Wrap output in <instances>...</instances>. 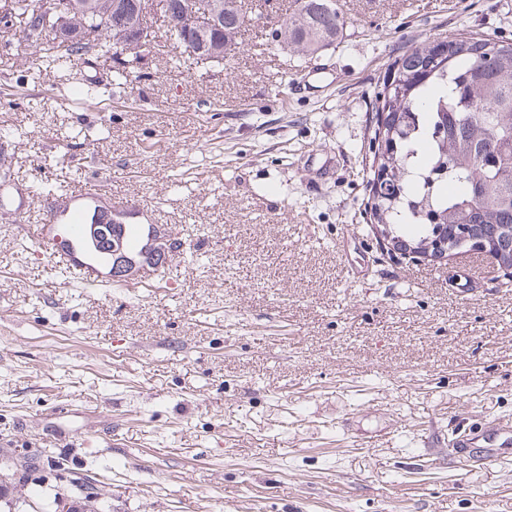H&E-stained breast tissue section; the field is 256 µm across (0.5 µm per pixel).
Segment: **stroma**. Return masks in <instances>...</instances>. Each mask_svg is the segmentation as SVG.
Returning a JSON list of instances; mask_svg holds the SVG:
<instances>
[{"label": "stroma", "mask_w": 512, "mask_h": 512, "mask_svg": "<svg viewBox=\"0 0 512 512\" xmlns=\"http://www.w3.org/2000/svg\"><path fill=\"white\" fill-rule=\"evenodd\" d=\"M305 60L264 49L208 70L160 48L32 60L0 22V187L66 174L128 224L185 240L122 287L36 256L39 208L0 214V512L90 479L105 512H512V447L478 467L455 433L512 428V286L479 254L395 263L364 219L376 83L423 41L512 39V0H333ZM22 458H12V464L17 467L20 466L25 470H45L48 469L50 472H69V461L61 456L46 455H29L27 453L21 454ZM16 460V461H15Z\"/></svg>", "instance_id": "obj_1"}]
</instances>
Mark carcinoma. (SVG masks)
I'll return each instance as SVG.
<instances>
[{"instance_id":"obj_1","label":"carcinoma","mask_w":512,"mask_h":512,"mask_svg":"<svg viewBox=\"0 0 512 512\" xmlns=\"http://www.w3.org/2000/svg\"><path fill=\"white\" fill-rule=\"evenodd\" d=\"M114 0H58L65 10L90 11L87 22L103 27L91 48L65 46L51 28L33 21L32 0H0V20L19 28L35 58L71 62L92 51L114 54ZM224 15L245 24L242 0H220ZM190 18L209 0H171ZM343 21L329 0H301L298 12L282 16L268 32L267 46L309 55L331 44ZM173 50L189 53L184 28L174 24L152 34ZM372 139L378 141L371 172L386 170L399 190L367 202L373 224H384L397 242L418 248L441 224H472L496 259L505 283L512 282V252L498 242L512 233V42L459 34L405 50L389 66L375 93ZM28 470L66 473L61 456L22 454L12 461Z\"/></svg>"}]
</instances>
